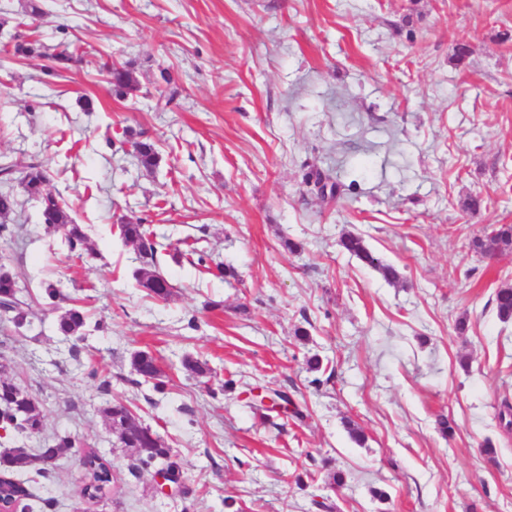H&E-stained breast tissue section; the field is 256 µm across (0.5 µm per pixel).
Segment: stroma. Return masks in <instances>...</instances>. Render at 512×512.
Listing matches in <instances>:
<instances>
[{"label":"stroma","mask_w":512,"mask_h":512,"mask_svg":"<svg viewBox=\"0 0 512 512\" xmlns=\"http://www.w3.org/2000/svg\"><path fill=\"white\" fill-rule=\"evenodd\" d=\"M41 4L33 18L29 0H0V158L19 173L42 164L91 251L71 256L19 196L0 270L27 282L30 324L0 313V376L35 396L44 426L27 440L0 431V452L68 433L111 463L112 483L83 499L69 452L30 490L57 512H227L228 498L240 512H512V432L495 417L512 402V322L494 302L512 252L471 248L512 224V0ZM23 40L84 60L50 75L9 55ZM112 62L132 66L139 91L112 94ZM164 70L181 89L170 103ZM129 130L156 143L154 171L125 154ZM471 196L479 212L463 208ZM131 218L163 246L167 300L136 283L118 230ZM349 232L400 282L341 252ZM188 238L202 263L184 256ZM46 282L62 299H45ZM76 304L89 315L77 343L56 330ZM140 350L161 390L134 384ZM269 390L302 417L261 403ZM116 400L170 446L180 490L132 470L101 414ZM156 357L148 351L135 352L131 357L132 371L144 382L153 381L157 389L162 381L161 369H158Z\"/></svg>","instance_id":"35a3bbf8"}]
</instances>
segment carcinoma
<instances>
[{
  "instance_id": "obj_1",
  "label": "carcinoma",
  "mask_w": 512,
  "mask_h": 512,
  "mask_svg": "<svg viewBox=\"0 0 512 512\" xmlns=\"http://www.w3.org/2000/svg\"><path fill=\"white\" fill-rule=\"evenodd\" d=\"M79 49L71 52L49 54L43 46H35L28 41L17 42L13 46V55L28 57L37 54L45 57L52 70L66 68L73 63ZM108 82L113 91L125 97L138 89V81L132 68L125 64L113 63L105 68ZM126 143L130 154L139 165L147 171L153 170L159 162L155 144L144 138V134H127ZM15 169L9 161L0 162V185L7 188L0 190V233L9 231L6 219L14 213L17 198L8 187L13 180ZM19 184L28 198L38 202L46 230L61 234V242L72 255L82 256L87 250V235L82 225L76 223L68 214L61 197L52 192L48 186L49 178L42 165L31 163L23 172ZM120 235L124 243L136 246L141 259V267L136 272L138 286L148 293L164 298L170 293V284L160 270L158 260L159 243L151 238V232L139 221H127L120 225ZM339 245L361 262L377 270L389 283L400 280L398 270L383 263L364 244L363 240L351 233L340 238ZM472 248L487 257L512 251V224H495L489 232L472 241ZM20 288L15 278L8 272L0 273V310L12 314L14 324L27 321L28 314L21 307L18 298ZM495 307L499 319L503 322L512 320V287L500 288L495 293ZM88 314L84 308L74 305L58 316L57 330L66 337L80 341L85 336ZM132 371L146 382H154V387L162 384L161 370L158 369L156 357L148 351H138L131 357ZM112 433L116 435L122 447L131 450L143 466L157 464L162 468L176 469L178 464L172 459L171 450L161 435L151 427L142 424L133 412L122 402L116 401L103 409ZM0 421L3 425L18 433L38 434L44 425V416L36 398L28 391L14 383L0 378ZM75 447V439L68 435H58L44 447L34 449L30 454L19 448L13 455L0 454V472L3 473V493L5 498L13 495L32 496V493L11 480L13 473L27 469L36 475L45 477L49 470L32 467L26 460L37 456L45 460H54L64 452ZM80 467L84 469L93 483V491L102 492L112 482V471L108 461L95 452L78 455Z\"/></svg>"
}]
</instances>
